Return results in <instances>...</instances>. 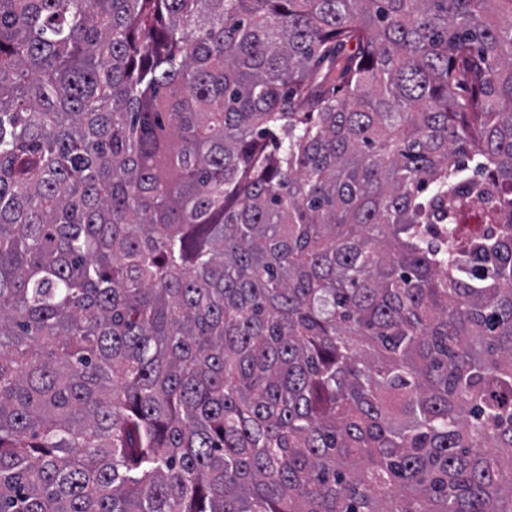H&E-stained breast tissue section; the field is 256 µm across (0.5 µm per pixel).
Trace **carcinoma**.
<instances>
[{
    "label": "carcinoma",
    "mask_w": 512,
    "mask_h": 512,
    "mask_svg": "<svg viewBox=\"0 0 512 512\" xmlns=\"http://www.w3.org/2000/svg\"><path fill=\"white\" fill-rule=\"evenodd\" d=\"M0 512H512V0H0Z\"/></svg>",
    "instance_id": "1"
}]
</instances>
